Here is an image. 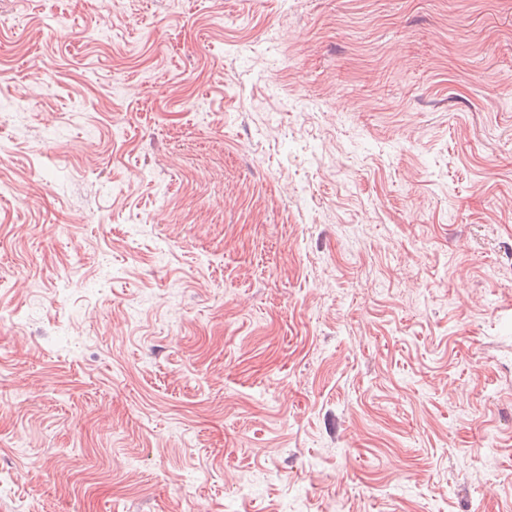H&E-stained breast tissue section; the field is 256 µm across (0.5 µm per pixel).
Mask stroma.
Returning <instances> with one entry per match:
<instances>
[{
	"mask_svg": "<svg viewBox=\"0 0 512 512\" xmlns=\"http://www.w3.org/2000/svg\"><path fill=\"white\" fill-rule=\"evenodd\" d=\"M0 512H512V0H0Z\"/></svg>",
	"mask_w": 512,
	"mask_h": 512,
	"instance_id": "stroma-1",
	"label": "stroma"
}]
</instances>
